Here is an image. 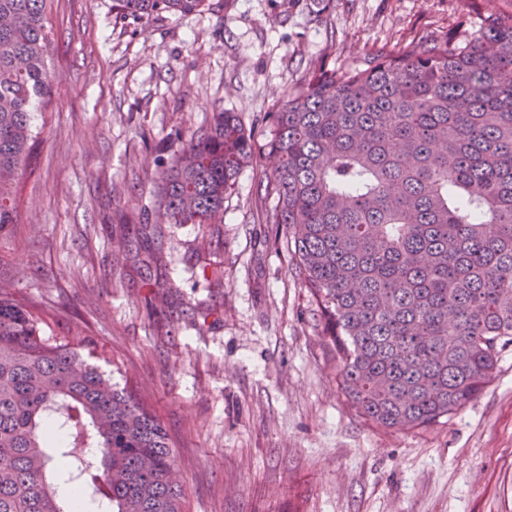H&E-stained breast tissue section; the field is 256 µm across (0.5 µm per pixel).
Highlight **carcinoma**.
<instances>
[{
  "label": "carcinoma",
  "instance_id": "obj_1",
  "mask_svg": "<svg viewBox=\"0 0 512 512\" xmlns=\"http://www.w3.org/2000/svg\"><path fill=\"white\" fill-rule=\"evenodd\" d=\"M50 0H0V236L18 223L47 64ZM208 0H113L121 18ZM255 139L214 112L158 176L145 238L222 224L240 172L268 153L264 223L307 289L336 382L366 422L445 425L512 345V14L480 33L414 38L359 66L314 64ZM0 283V512H184L171 440L119 383Z\"/></svg>",
  "mask_w": 512,
  "mask_h": 512
}]
</instances>
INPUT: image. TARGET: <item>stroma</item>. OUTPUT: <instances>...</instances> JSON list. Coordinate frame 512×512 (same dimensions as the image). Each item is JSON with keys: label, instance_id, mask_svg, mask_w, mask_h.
Instances as JSON below:
<instances>
[{"label": "stroma", "instance_id": "stroma-1", "mask_svg": "<svg viewBox=\"0 0 512 512\" xmlns=\"http://www.w3.org/2000/svg\"><path fill=\"white\" fill-rule=\"evenodd\" d=\"M512 0H230L143 21L112 0H54L59 77L19 183L0 279L44 332L166 429L185 512H512V347L445 426L382 431L347 405L314 306L262 221L267 156L238 177L220 224L139 243L154 177L183 132L264 115L313 61L361 64L417 35L476 30Z\"/></svg>", "mask_w": 512, "mask_h": 512}]
</instances>
